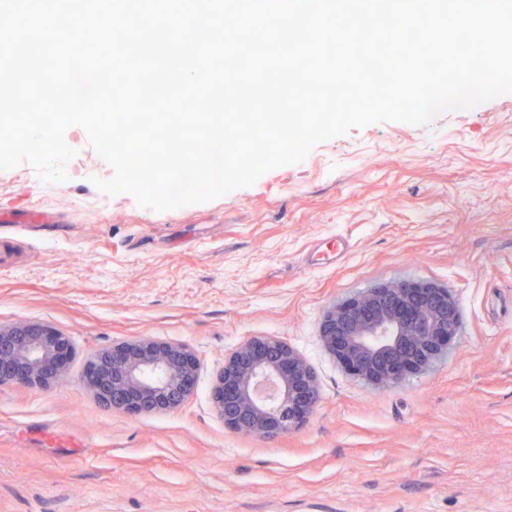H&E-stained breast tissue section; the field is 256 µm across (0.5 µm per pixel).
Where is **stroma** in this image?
Here are the masks:
<instances>
[{"label": "stroma", "instance_id": "1", "mask_svg": "<svg viewBox=\"0 0 512 512\" xmlns=\"http://www.w3.org/2000/svg\"><path fill=\"white\" fill-rule=\"evenodd\" d=\"M65 138V181L0 170V326L75 346L59 381L0 384V512H512V93L350 129L165 212L100 191L111 166L83 128ZM401 280L449 289L461 329L435 368L374 388L321 320ZM142 336L194 349L181 407L131 415L85 384L92 353ZM255 336L288 343L319 390L271 439L226 427L212 397Z\"/></svg>", "mask_w": 512, "mask_h": 512}]
</instances>
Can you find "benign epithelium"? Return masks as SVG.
Here are the masks:
<instances>
[{
    "label": "benign epithelium",
    "instance_id": "benign-epithelium-1",
    "mask_svg": "<svg viewBox=\"0 0 512 512\" xmlns=\"http://www.w3.org/2000/svg\"><path fill=\"white\" fill-rule=\"evenodd\" d=\"M459 325V308L448 289L403 281L330 305L321 337L350 374L386 388L444 357ZM72 356L70 337L48 325L0 326V384L47 386L63 377ZM197 371L188 345L142 337L91 355L85 381L102 405L135 415L180 407ZM317 400L313 369L276 337L240 344L213 385L224 425L265 438L303 425Z\"/></svg>",
    "mask_w": 512,
    "mask_h": 512
}]
</instances>
